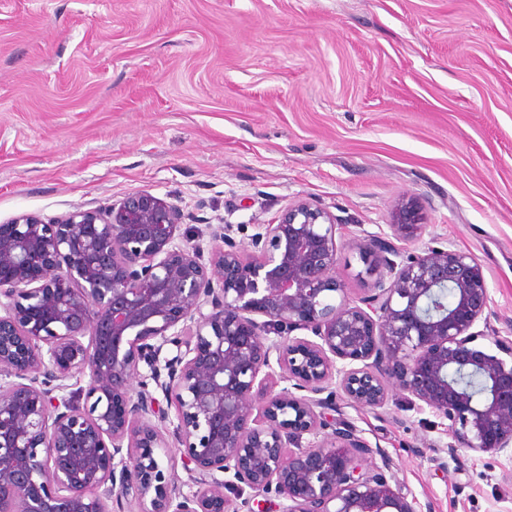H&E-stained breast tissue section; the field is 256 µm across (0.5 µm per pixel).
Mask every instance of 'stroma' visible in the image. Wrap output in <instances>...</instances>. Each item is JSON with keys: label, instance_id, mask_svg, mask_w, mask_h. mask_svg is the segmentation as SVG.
I'll return each instance as SVG.
<instances>
[{"label": "stroma", "instance_id": "obj_1", "mask_svg": "<svg viewBox=\"0 0 512 512\" xmlns=\"http://www.w3.org/2000/svg\"><path fill=\"white\" fill-rule=\"evenodd\" d=\"M148 192L178 243L248 246L295 200L356 244L419 198L430 247L481 262L497 354L512 336V0H0V224ZM342 414L422 512H512V456L448 453V422L392 395Z\"/></svg>", "mask_w": 512, "mask_h": 512}]
</instances>
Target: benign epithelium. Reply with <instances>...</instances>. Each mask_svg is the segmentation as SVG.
Returning a JSON list of instances; mask_svg holds the SVG:
<instances>
[{"label":"benign epithelium","mask_w":512,"mask_h":512,"mask_svg":"<svg viewBox=\"0 0 512 512\" xmlns=\"http://www.w3.org/2000/svg\"><path fill=\"white\" fill-rule=\"evenodd\" d=\"M183 219L137 192L0 224V512H230L226 487L283 512H421L334 416L393 391L448 420L453 453L512 449V365L474 346L483 265L435 247L395 261L422 231L417 198L395 206L391 237L359 242L389 279L356 301L336 277V216L311 199L259 225L249 254L224 231L207 256L175 243ZM172 448L196 489L167 478L157 450Z\"/></svg>","instance_id":"7a95c632"}]
</instances>
